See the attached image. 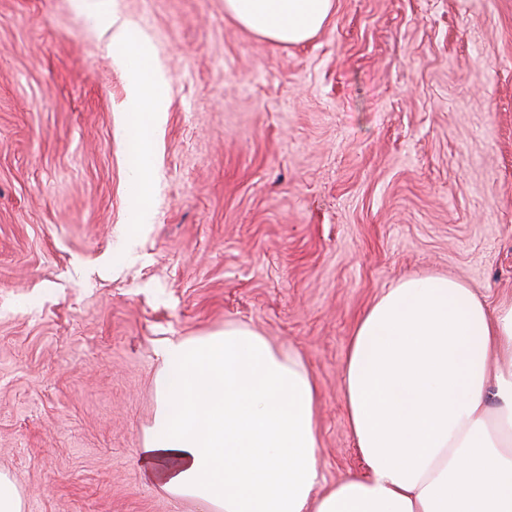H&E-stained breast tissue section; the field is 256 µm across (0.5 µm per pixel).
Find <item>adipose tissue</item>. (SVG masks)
<instances>
[{"mask_svg":"<svg viewBox=\"0 0 512 512\" xmlns=\"http://www.w3.org/2000/svg\"><path fill=\"white\" fill-rule=\"evenodd\" d=\"M335 0H224L281 44L315 36ZM124 48L126 123L144 168L167 78L134 24L104 18ZM159 409L138 451L151 482L206 512H512V296L412 276L358 320L341 373L365 472L320 487L318 386L301 355L245 324L162 351Z\"/></svg>","mask_w":512,"mask_h":512,"instance_id":"ef3b65f1","label":"adipose tissue"}]
</instances>
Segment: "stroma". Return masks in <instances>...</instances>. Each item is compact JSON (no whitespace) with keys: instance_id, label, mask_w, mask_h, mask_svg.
Segmentation results:
<instances>
[{"instance_id":"35a3bbf8","label":"stroma","mask_w":512,"mask_h":512,"mask_svg":"<svg viewBox=\"0 0 512 512\" xmlns=\"http://www.w3.org/2000/svg\"><path fill=\"white\" fill-rule=\"evenodd\" d=\"M112 14L168 78L140 176ZM429 274L512 294V0H335L293 45L224 0H0V472L25 512H199L136 454L161 348L228 323L314 376L322 486L363 473L351 336Z\"/></svg>"}]
</instances>
